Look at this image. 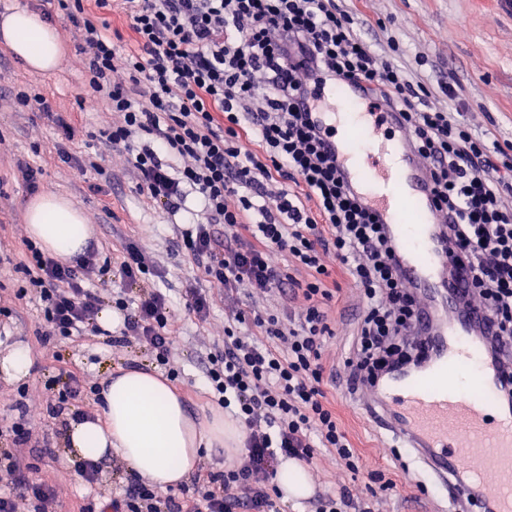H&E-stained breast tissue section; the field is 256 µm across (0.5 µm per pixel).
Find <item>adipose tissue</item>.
Returning a JSON list of instances; mask_svg holds the SVG:
<instances>
[{
  "label": "adipose tissue",
  "instance_id": "ef3b65f1",
  "mask_svg": "<svg viewBox=\"0 0 512 512\" xmlns=\"http://www.w3.org/2000/svg\"><path fill=\"white\" fill-rule=\"evenodd\" d=\"M0 46L40 74L52 73L65 52L56 30L28 7L0 14ZM25 223L41 249L62 261L83 254L92 232L82 209L57 193L31 201ZM99 396V416L70 425L73 455L98 460L118 453L133 472L159 489L186 481L210 449H223L230 461L237 457L242 436L235 423L223 417L198 423L158 373L117 368L104 377ZM276 482L288 500L308 498L314 490L308 467L293 458L280 460Z\"/></svg>",
  "mask_w": 512,
  "mask_h": 512
}]
</instances>
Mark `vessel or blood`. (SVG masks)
I'll use <instances>...</instances> for the list:
<instances>
[{
	"mask_svg": "<svg viewBox=\"0 0 512 512\" xmlns=\"http://www.w3.org/2000/svg\"><path fill=\"white\" fill-rule=\"evenodd\" d=\"M313 117L333 132L345 179L388 225L403 280L421 301L428 364L369 388L381 428L429 469L448 512H512V369L475 336L480 304L462 309L465 275L448 281L455 258L439 245V222L422 165L404 148L401 116L378 109L357 84L321 89Z\"/></svg>",
	"mask_w": 512,
	"mask_h": 512,
	"instance_id": "b4317fda",
	"label": "vessel or blood"
}]
</instances>
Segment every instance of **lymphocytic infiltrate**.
Instances as JSON below:
<instances>
[{
  "label": "lymphocytic infiltrate",
  "mask_w": 512,
  "mask_h": 512,
  "mask_svg": "<svg viewBox=\"0 0 512 512\" xmlns=\"http://www.w3.org/2000/svg\"><path fill=\"white\" fill-rule=\"evenodd\" d=\"M59 4L80 31L92 101L122 118L101 135L131 152L140 192L169 213L191 195L202 206L204 222L182 234L181 247L224 296V345L207 356V380L245 435L237 465L189 495L132 477L121 496L82 512H274L278 458L309 461L321 451L350 476L364 470L324 383L331 304L343 280L365 301L345 361L354 394L422 360L412 336L418 297L388 229L347 184L327 130L311 117L322 82H357L380 107L403 113L407 148L425 164L444 219L438 237L465 255L470 298L491 315L495 345L512 348V155L492 132L472 131L456 93L436 106L409 67L379 64L338 0ZM105 11L127 22L131 45L113 39ZM24 246L26 281L16 296L38 298L47 335H97L91 258L68 265L33 241ZM153 269L128 247L119 272L138 297L115 301L124 314L118 339L166 365L176 310L150 286ZM271 296L284 308L298 304L297 313L262 312L257 299ZM3 479L12 489L0 493V512H55L52 485L23 474L17 458L0 461Z\"/></svg>",
  "instance_id": "obj_1"
}]
</instances>
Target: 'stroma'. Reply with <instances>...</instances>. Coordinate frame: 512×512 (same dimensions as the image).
I'll return each mask as SVG.
<instances>
[{
  "mask_svg": "<svg viewBox=\"0 0 512 512\" xmlns=\"http://www.w3.org/2000/svg\"><path fill=\"white\" fill-rule=\"evenodd\" d=\"M342 5L356 12L358 31L379 60L396 59L413 67L435 104L447 105V90L455 88L472 129L492 130L501 144L512 145V0H342ZM15 6L49 14L68 53L59 69L48 75L30 73L9 52L0 53V305L10 310L0 316V352L21 342L34 357L25 381L10 383L0 377V431L23 419L48 440L49 452L25 448L20 458L37 465L52 483L56 512H79L100 492H119L130 471L113 472L112 460L106 457L102 485L91 486L66 474L71 410L65 405L50 413L48 382L77 372L84 386L79 402L93 412L97 405L92 389L104 366L152 368L156 362L138 346L114 342L109 335L74 341L57 337L41 344L36 334L41 323L37 302L15 297L23 280L15 265L25 258L24 210L32 197L17 164L23 161L41 168L40 191L63 194L86 214L93 228L87 251L96 265L106 269L95 277L93 287L107 304L122 287L119 266L131 244L153 256L158 270L154 286L182 302L198 273L176 241L191 221L196 202L187 200L186 210L171 216L139 193L129 152L100 136L103 128L119 123V116L86 103V57L77 28L57 0H0V11ZM21 89L44 93L58 113L77 123L75 140H67L34 107L19 106L15 94ZM88 159L95 161V168L80 169V162ZM104 186L109 189L105 195L100 192ZM360 309L358 291L345 287L324 353L332 367L328 391L335 396L336 410L367 468L391 473L397 485L394 491L369 499L366 476L351 478L334 459L319 454L309 464L315 489L325 493L347 484L354 504L371 500L374 512H441L444 503L438 489L430 488L424 495L404 481L401 464L390 450L392 438L359 419L357 399L346 389L344 361ZM178 327L169 363L178 374L174 387L190 411L204 418L218 409L209 394L206 366L210 349L224 343L223 296H216L206 321L179 313Z\"/></svg>",
  "mask_w": 512,
  "mask_h": 512,
  "instance_id": "stroma-1",
  "label": "stroma"
}]
</instances>
